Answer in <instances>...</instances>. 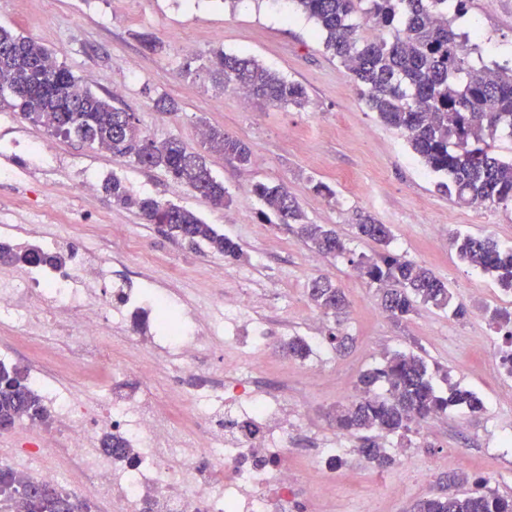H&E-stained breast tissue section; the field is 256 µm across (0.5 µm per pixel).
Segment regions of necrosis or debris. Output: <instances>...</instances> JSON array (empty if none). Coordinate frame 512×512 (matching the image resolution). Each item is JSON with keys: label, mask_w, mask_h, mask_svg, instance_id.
<instances>
[{"label": "necrosis or debris", "mask_w": 512, "mask_h": 512, "mask_svg": "<svg viewBox=\"0 0 512 512\" xmlns=\"http://www.w3.org/2000/svg\"><path fill=\"white\" fill-rule=\"evenodd\" d=\"M101 276V269L84 263L69 268L45 264L27 267L21 280L0 288V310L24 307L28 333H42L37 318L46 314L51 295L64 303L73 332L99 337L112 325L126 332L133 372L142 388L132 398L112 392L103 403H79L49 386L42 369L31 365L30 379L56 414L57 426L47 432L19 420L30 446L17 459V467L79 498L112 497L120 503V512H299L287 402L254 393L238 399L206 391L187 420L184 438L175 439L152 390L157 362L143 345L139 325L167 318L163 351L180 359L174 380L197 373L207 349L188 337L184 319L170 306L168 295L147 306L125 288L114 289L108 298L97 297L91 286ZM252 304V297L244 296L229 308V320L237 327L232 347L253 350L273 342L254 321ZM105 430L123 441L127 457L112 459L103 453L98 438ZM46 448L63 449L77 461L76 474L44 467Z\"/></svg>", "instance_id": "4bbe7bcc"}]
</instances>
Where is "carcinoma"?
<instances>
[{"label": "carcinoma", "mask_w": 512, "mask_h": 512, "mask_svg": "<svg viewBox=\"0 0 512 512\" xmlns=\"http://www.w3.org/2000/svg\"><path fill=\"white\" fill-rule=\"evenodd\" d=\"M296 10L315 21L325 36V48L339 59L359 87V95L380 120L404 132L426 168L448 177V196L460 205L512 206V159L493 153L489 140L506 132L512 136V63L475 64L480 46L456 27L466 12L467 0H291ZM370 22L390 34L373 42L359 36L361 22ZM135 38L148 52H164L163 42L149 32ZM0 98L9 94L10 106L21 115L56 134H74L109 151L134 158L144 165L133 147L120 148V138L133 141L142 136L139 120L123 121L125 109L112 98L93 93L53 51L31 37L0 26ZM217 85L243 91L250 99L275 106L303 107L308 94L301 84L288 81L258 60L228 55L222 51L211 59ZM203 140L212 153L246 167L251 151L241 140L207 126ZM149 166L160 168L187 187L204 190L205 199L216 207L230 202L224 184L217 181L204 156L190 151L176 138L159 142L149 157ZM112 201L135 208L149 224H165L169 234L192 247L204 245L237 260L242 252L233 239L204 223L192 211L154 198L132 196L122 182L106 186ZM253 192L262 202L260 214L271 224H295L298 234L319 253L334 258L352 254L336 229L305 220L296 199L285 186L258 183ZM356 234L385 248L392 230L366 217L354 225ZM459 260L491 275L499 288L512 294V247L491 237L453 236ZM7 257L26 264L58 262L37 246H3ZM351 263L359 275L378 287L382 307L402 320L418 305L447 310L455 317L467 314L462 303H453L443 280L430 269L402 255L382 252L378 259L364 255ZM309 299L315 308L341 322L349 302L342 288L327 277L310 282ZM448 386L436 387L426 360L414 352H395L382 365L364 373L359 394L336 408V428L347 435H360L358 450L380 466L392 459L380 438L403 436L411 425L445 413L450 407L472 414L484 411L483 400L440 375ZM25 417L46 424L50 413L28 373L0 363V420L17 422ZM475 488L447 497L416 502L417 512H512V499ZM62 500L77 504L78 512L90 506L58 487L34 481L13 468L0 467V512H60Z\"/></svg>", "instance_id": "1"}]
</instances>
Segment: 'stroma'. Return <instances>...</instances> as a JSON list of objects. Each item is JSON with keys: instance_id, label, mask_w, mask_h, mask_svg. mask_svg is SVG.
I'll list each match as a JSON object with an SVG mask.
<instances>
[{"instance_id": "obj_1", "label": "stroma", "mask_w": 512, "mask_h": 512, "mask_svg": "<svg viewBox=\"0 0 512 512\" xmlns=\"http://www.w3.org/2000/svg\"><path fill=\"white\" fill-rule=\"evenodd\" d=\"M0 25L56 51L58 61L93 92H117L121 106L136 114L155 141L177 138L205 152L201 130L211 126L251 149L245 169L205 153L232 197L229 207L219 208L163 170L54 134L0 107V169L24 170L18 178L0 176V225H32L34 237L55 238L65 251L87 244L90 262L105 271L97 291L111 290L117 280L148 297L166 292L189 314L209 309V321L196 326L197 335L210 341L207 366L181 388L183 406L174 411V423L194 408L199 388L223 382L224 310L242 293L254 297L256 314L270 332L323 343L334 320L308 297L311 280L323 274L347 296L343 329L353 344L341 353L328 350L324 376L312 387L302 381L300 361L282 348L271 347L258 358L262 391L285 399L298 418L296 447L315 451L309 438L317 434L350 460L330 499L316 495L319 471L304 468L298 493L309 498L308 512H409L416 501L447 493L452 470L485 479L488 488L512 498V444L504 438L512 432V374L500 364L512 353V339L489 321L493 309L512 311V295L490 275L462 264L450 241L458 232L512 245V208L455 204L440 186L441 175L429 172L404 134L384 125L360 99L312 20L290 0H0ZM458 25L478 34L485 62L512 59V0H468ZM138 32L154 33L165 52H146L134 38ZM218 50L255 58L302 84L307 104L242 103L211 79L208 69ZM161 93L175 99L177 112L155 110ZM26 141L45 142L57 164L48 168L11 154V144ZM102 172L120 179L131 195L193 211L238 242L242 257L231 260L166 236L136 209L113 203L104 186L90 195L75 192L83 174ZM257 182L288 185L309 223L349 235L348 246L358 254L373 257L379 251L373 242L352 237L359 216L388 225L391 251L432 269L466 304V316L457 319L422 305L409 319H390L374 287L346 259L316 255L295 229L262 219L252 192ZM318 182L330 186L334 197L314 193ZM49 199L56 208L47 212L43 205ZM215 267L222 276H211ZM17 323V314L0 315V348H13L15 365L28 368L37 354L56 350L54 336L22 337ZM397 350L425 356L447 371L450 382L478 392L486 409L472 415L451 408L405 436L388 437L385 445L397 455L381 467L358 454L356 441L337 430L332 412L352 399L365 371ZM46 367L51 382L73 398L99 402L111 387L104 366H89L80 376L51 359Z\"/></svg>"}]
</instances>
